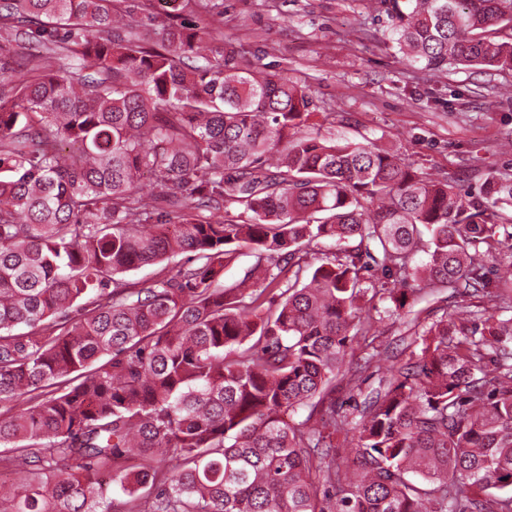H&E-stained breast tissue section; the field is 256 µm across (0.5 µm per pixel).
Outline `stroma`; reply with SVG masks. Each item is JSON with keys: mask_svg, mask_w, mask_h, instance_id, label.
<instances>
[{"mask_svg": "<svg viewBox=\"0 0 512 512\" xmlns=\"http://www.w3.org/2000/svg\"><path fill=\"white\" fill-rule=\"evenodd\" d=\"M127 0L141 31L157 38L168 26L191 25L182 6ZM224 39L242 44L239 65L257 64L298 78L313 92L316 111L336 115V133L401 154L431 177L461 188L481 183L493 166L512 172V97L492 94L512 74L450 68L433 76L402 60L386 37L390 18L379 0H218Z\"/></svg>", "mask_w": 512, "mask_h": 512, "instance_id": "35a3bbf8", "label": "stroma"}]
</instances>
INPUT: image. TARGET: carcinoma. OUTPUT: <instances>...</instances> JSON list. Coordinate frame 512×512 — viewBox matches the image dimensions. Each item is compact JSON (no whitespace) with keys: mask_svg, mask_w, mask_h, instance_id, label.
Masks as SVG:
<instances>
[{"mask_svg":"<svg viewBox=\"0 0 512 512\" xmlns=\"http://www.w3.org/2000/svg\"><path fill=\"white\" fill-rule=\"evenodd\" d=\"M389 4L409 65L512 73V0ZM186 7L155 48L126 0H0V512H512V174L323 129ZM386 318L415 339L348 410ZM354 351L351 353V350L349 351L348 355L344 358L343 362L341 363L340 367V375L338 379L336 380V392L334 395L336 396V400L341 402L345 400L348 397V394L344 388V381L342 379L344 376H348L352 371L356 369L358 364H362L363 360L362 358L365 356V350L363 347V343L360 344H353Z\"/></svg>","mask_w":512,"mask_h":512,"instance_id":"obj_1","label":"carcinoma"}]
</instances>
